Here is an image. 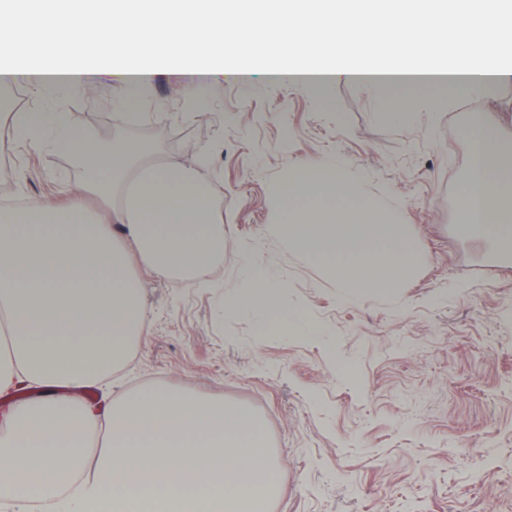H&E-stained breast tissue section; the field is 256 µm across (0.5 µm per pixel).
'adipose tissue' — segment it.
<instances>
[{
  "instance_id": "1",
  "label": "adipose tissue",
  "mask_w": 512,
  "mask_h": 512,
  "mask_svg": "<svg viewBox=\"0 0 512 512\" xmlns=\"http://www.w3.org/2000/svg\"><path fill=\"white\" fill-rule=\"evenodd\" d=\"M293 0L287 31L269 48L303 49L294 75L317 91L345 76L380 89H434L445 100L475 96L512 81V10L489 0ZM275 0H42L20 8L0 0V83L28 79L34 94L56 87L91 92L99 79L136 91L156 71L133 53L136 30L163 28L151 47L182 75H209L217 59L237 56L240 26L268 18ZM465 10L472 22L439 49L406 45L402 34L366 56L337 44L335 23L349 14L358 31L391 28L398 18ZM345 59L329 68L325 53ZM51 129L83 171L69 203L47 201L0 211V396L37 387V397L0 413V494L32 502L70 480L82 483L71 512H270L279 489L261 419L247 408L148 387L116 399L57 395L56 387L109 378L146 326L139 257L163 275L212 264L224 253V194L199 173L163 159L132 165L102 147L63 112H10L0 140L36 143ZM471 159L460 192L470 234L512 239V156L498 153L481 115L468 130ZM325 165L301 167L282 186L284 230L312 260L332 270L353 295L390 293L407 264V243L382 210L362 211L350 185L325 177ZM111 200L108 223L96 220L88 194ZM360 214L356 224L324 220V209ZM122 225L125 243L112 236ZM227 308H256L285 320L262 266Z\"/></svg>"
}]
</instances>
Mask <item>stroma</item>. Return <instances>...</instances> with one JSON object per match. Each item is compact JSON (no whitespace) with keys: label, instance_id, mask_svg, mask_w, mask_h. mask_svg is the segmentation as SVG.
Listing matches in <instances>:
<instances>
[{"label":"stroma","instance_id":"1","mask_svg":"<svg viewBox=\"0 0 512 512\" xmlns=\"http://www.w3.org/2000/svg\"><path fill=\"white\" fill-rule=\"evenodd\" d=\"M268 42L242 47L194 91L175 76L131 102L105 82L62 98L6 88L14 108L67 113L99 137L150 138L224 192L222 258L175 278L134 259L146 333L111 379L64 395L159 385L250 408L280 474L272 512H512V261L472 237L458 210L472 115L512 151V83L450 107L432 90L402 95L345 77L313 92L271 79L291 58L268 54ZM328 160L404 233L413 264L396 292L350 300L274 231L280 184ZM81 180L70 156L0 150V207L61 201ZM257 264L285 328L224 308Z\"/></svg>","mask_w":512,"mask_h":512}]
</instances>
